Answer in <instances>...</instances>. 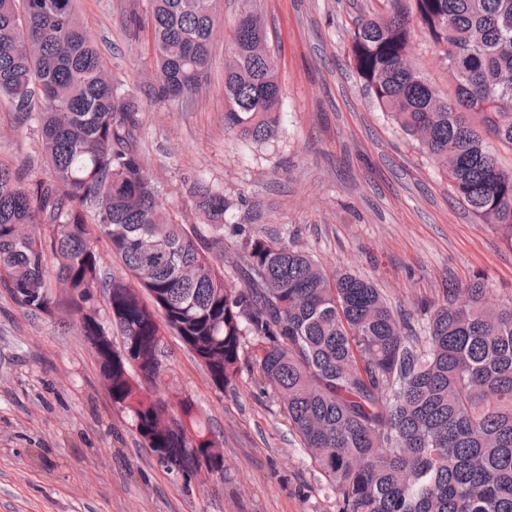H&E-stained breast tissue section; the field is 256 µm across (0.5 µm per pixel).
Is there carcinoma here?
Listing matches in <instances>:
<instances>
[{"label":"carcinoma","instance_id":"1","mask_svg":"<svg viewBox=\"0 0 512 512\" xmlns=\"http://www.w3.org/2000/svg\"><path fill=\"white\" fill-rule=\"evenodd\" d=\"M361 20L351 59L372 105L434 163L452 194L512 250V0H387ZM214 0H150L156 104H192L207 76ZM441 49L454 89L407 67L413 26ZM32 122L47 166L0 162V286L25 310L70 312L106 381L158 462L224 476L221 447L194 401L157 396L163 336H178L222 388L251 353L339 512H512V303L485 279L447 289L415 331L368 279L324 270L280 238L226 225L224 192L190 184L203 223L175 220L138 149L143 103L112 82L77 0H0V96ZM282 91L258 16L230 26L224 130L275 140ZM242 253L224 272V232ZM104 238L129 277L107 276ZM106 289L109 320L89 305ZM122 348L112 345V330Z\"/></svg>","mask_w":512,"mask_h":512}]
</instances>
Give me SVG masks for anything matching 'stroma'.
<instances>
[{"mask_svg": "<svg viewBox=\"0 0 512 512\" xmlns=\"http://www.w3.org/2000/svg\"><path fill=\"white\" fill-rule=\"evenodd\" d=\"M269 35L283 97L279 138L256 146L224 130V58L242 6ZM112 81L143 98L144 164L177 220L196 223L189 193L203 178L231 204L227 220L293 241L328 271L369 278L420 319L448 281L483 274L512 302V249L477 222L431 162L369 102L349 58L358 19L386 0H217L208 81L188 108L147 102L151 32L133 26L148 0H79ZM410 59L448 86L423 31ZM0 159L45 173L36 133L0 102ZM163 387L192 397L224 449V476L199 484L159 464L103 386L78 320L26 312L0 288V512H337L335 494L292 434L271 390L244 361L219 388L175 336L164 338Z\"/></svg>", "mask_w": 512, "mask_h": 512, "instance_id": "stroma-1", "label": "stroma"}]
</instances>
